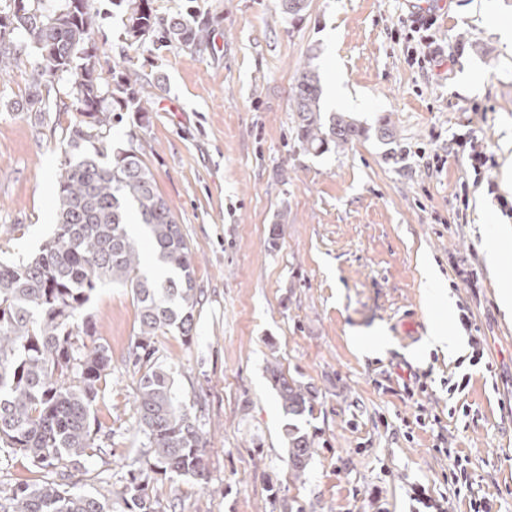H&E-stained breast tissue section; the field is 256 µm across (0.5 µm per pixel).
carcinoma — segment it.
<instances>
[{"mask_svg":"<svg viewBox=\"0 0 512 512\" xmlns=\"http://www.w3.org/2000/svg\"><path fill=\"white\" fill-rule=\"evenodd\" d=\"M39 0H11L0 12V75L30 66L35 91L28 111L43 112L40 87L64 78L67 110L78 114L66 132L63 167L56 178V224L52 237L26 262L0 261V453H21L43 473V481L0 488V512H112V498L128 512H163L149 493L148 473L203 477L205 439L196 419L181 406L172 367L155 357L153 338L176 331L192 338L199 303L192 252L170 207L158 193L142 149L108 153L107 137L123 113L149 121L151 92L113 67L103 76L92 34L98 15L87 0H66L45 13ZM154 0H112L125 10L126 51L150 43L157 48L201 49L211 38L210 21L186 7L161 18ZM286 19L302 17L298 0H277ZM307 57L298 69L292 102L295 138L316 154L343 149L365 129L343 112L326 114L320 105V77ZM145 226L157 261L171 275L159 281L142 271L131 218ZM119 284L131 290L139 314L138 340L130 352L142 370L136 389L138 423L147 450L119 492L108 484L77 493L82 461L106 453L97 443L94 407L112 375L107 345L89 348L85 305L97 288ZM286 419L283 441L288 469L297 479L315 454L314 437L302 418L313 411L309 386L267 368Z\"/></svg>","mask_w":512,"mask_h":512,"instance_id":"1","label":"carcinoma"}]
</instances>
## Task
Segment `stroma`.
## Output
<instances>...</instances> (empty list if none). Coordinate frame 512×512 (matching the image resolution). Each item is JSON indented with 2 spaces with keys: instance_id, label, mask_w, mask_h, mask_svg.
Segmentation results:
<instances>
[{
  "instance_id": "stroma-1",
  "label": "stroma",
  "mask_w": 512,
  "mask_h": 512,
  "mask_svg": "<svg viewBox=\"0 0 512 512\" xmlns=\"http://www.w3.org/2000/svg\"><path fill=\"white\" fill-rule=\"evenodd\" d=\"M98 15L93 39L103 69L119 61L126 17L111 0H88ZM512 17V0H308L302 20H284L276 0H194L213 29L203 49L141 50L130 79L151 82L150 123L133 115L114 126L111 148L137 139L157 189L173 211L195 261L200 303L191 340L156 336L174 389L205 434V476L153 475L150 487L177 512H272V501L305 512H410L413 486L447 494V512H468L489 497L512 512V319L498 290L512 282V238L489 269L484 211L498 195L512 148V54L484 25L487 6ZM433 10L435 60L410 65L409 25ZM317 50L321 105L343 112L365 136L319 156L295 140L292 87ZM347 94L334 97V86ZM27 72L0 76V260L38 252L53 231L55 180L74 113L59 111L67 85L43 87L50 112L26 109ZM389 119L394 137L376 129ZM486 148L489 180L475 181L457 138ZM500 184L490 194L488 181ZM467 202H460V192ZM287 226L278 243L269 228ZM438 268L455 315L427 300L424 262ZM485 344L483 364L426 347L433 324ZM85 313L93 341L112 352V383L95 416L107 457L86 458L82 484L138 457L134 393L127 361L138 333L129 288L107 284ZM384 331L388 347L361 354L356 334ZM277 364L316 396L306 427L316 452L302 479L289 472L285 418L267 373ZM470 375L466 390L448 382ZM466 457L471 485L448 495L450 461L441 440Z\"/></svg>"
}]
</instances>
